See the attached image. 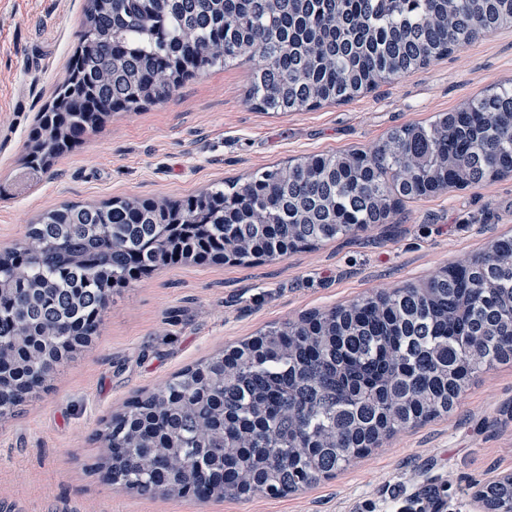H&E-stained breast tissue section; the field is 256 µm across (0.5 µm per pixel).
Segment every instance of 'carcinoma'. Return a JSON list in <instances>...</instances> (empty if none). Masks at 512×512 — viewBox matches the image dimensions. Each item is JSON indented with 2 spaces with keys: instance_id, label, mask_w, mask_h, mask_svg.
I'll use <instances>...</instances> for the list:
<instances>
[{
  "instance_id": "1",
  "label": "carcinoma",
  "mask_w": 512,
  "mask_h": 512,
  "mask_svg": "<svg viewBox=\"0 0 512 512\" xmlns=\"http://www.w3.org/2000/svg\"><path fill=\"white\" fill-rule=\"evenodd\" d=\"M512 25V0H86L63 80L24 144L48 170L114 112L253 63L265 112L344 103ZM512 174V83L368 152L285 167L163 201L42 213L0 253V417L96 333L115 292L175 260H276L388 223L411 200ZM512 360V238L422 286L269 327L131 398L92 465L141 494L284 496L410 426L450 412L471 377ZM501 512L512 483L479 491Z\"/></svg>"
}]
</instances>
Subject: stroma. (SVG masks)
Listing matches in <instances>:
<instances>
[{
	"instance_id": "35a3bbf8",
	"label": "stroma",
	"mask_w": 512,
	"mask_h": 512,
	"mask_svg": "<svg viewBox=\"0 0 512 512\" xmlns=\"http://www.w3.org/2000/svg\"><path fill=\"white\" fill-rule=\"evenodd\" d=\"M84 0H0V251L72 202L176 199L292 158L367 150L512 81V27L482 35L354 100L287 114L246 102L252 65L213 68L169 99L117 112L38 175L21 152L63 78ZM512 236V175L403 205L387 224L273 261L176 263L112 298L88 348L0 419V512H486L512 474V362L480 372L455 410L384 439L334 478L280 497L139 495L91 469L102 421L183 367L267 326L419 285ZM480 498L484 500L488 512H502L503 506L512 498V483L507 478L491 482L479 491Z\"/></svg>"
}]
</instances>
